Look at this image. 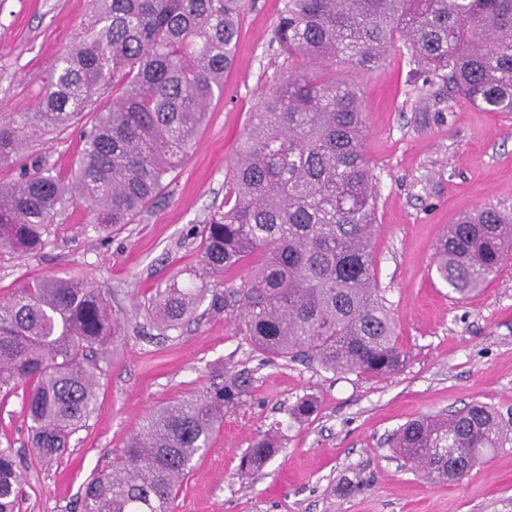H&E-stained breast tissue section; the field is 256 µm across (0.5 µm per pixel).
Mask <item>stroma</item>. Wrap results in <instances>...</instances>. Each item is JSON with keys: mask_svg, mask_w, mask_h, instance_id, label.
Masks as SVG:
<instances>
[{"mask_svg": "<svg viewBox=\"0 0 512 512\" xmlns=\"http://www.w3.org/2000/svg\"><path fill=\"white\" fill-rule=\"evenodd\" d=\"M280 0H247L236 63L164 196L108 239L74 208L44 250L0 252V300L25 280L77 274L108 296L121 333L101 362L94 413L54 457L31 439L24 394L0 396V448L18 453L20 512H79L89 476L138 432L147 414L201 391L213 369L249 370L248 396L193 462L174 512H512V443L463 479L433 484L396 458L387 438L405 422L464 408H496L512 421V253L480 292L455 299L432 279L436 247L464 213L492 206L512 213V116L449 98L443 82L411 76L403 45L363 88L365 152L378 187L374 269L405 358L386 379L333 373L306 361H268L242 331L237 312L160 334L143 304L171 277L189 284L200 254L195 231L224 198V177L248 120L288 74L272 41ZM91 0H0V119L34 110L56 54L82 31ZM83 123L36 137L26 161L64 172L83 146ZM312 397L316 412L291 409ZM281 447L258 472L238 468L269 430Z\"/></svg>", "mask_w": 512, "mask_h": 512, "instance_id": "35a3bbf8", "label": "stroma"}]
</instances>
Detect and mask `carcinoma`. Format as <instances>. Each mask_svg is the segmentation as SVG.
Listing matches in <instances>:
<instances>
[{"instance_id": "carcinoma-1", "label": "carcinoma", "mask_w": 512, "mask_h": 512, "mask_svg": "<svg viewBox=\"0 0 512 512\" xmlns=\"http://www.w3.org/2000/svg\"><path fill=\"white\" fill-rule=\"evenodd\" d=\"M245 0H92L84 36L55 59L40 108L0 123V251L28 255L51 243L70 208L106 237L158 199L186 160L215 92L235 65ZM273 40L288 76L251 113L244 145L224 178V202L200 233L195 282L156 289L146 321L179 330L209 301L237 309L245 334L270 359L386 377L402 364L396 327L376 282L372 237L376 178L363 149L359 86L336 74L375 71L403 44L424 83L485 112L512 113V0H282ZM112 104L94 113L67 173L24 150L37 134L65 130L104 86ZM508 217L493 207L449 225L436 276L463 299L490 283L512 248ZM249 281L219 277L250 259ZM117 319L80 276L27 281L0 301V394H26L33 439L53 456L97 403L98 358ZM251 374L217 373L199 394L150 413L106 469L84 484L81 512H173L196 456L251 388ZM512 442V425L475 402L448 417L408 422L394 452L430 479L456 481ZM278 432L257 439L240 471L277 453ZM16 454L0 448V512H19Z\"/></svg>"}]
</instances>
